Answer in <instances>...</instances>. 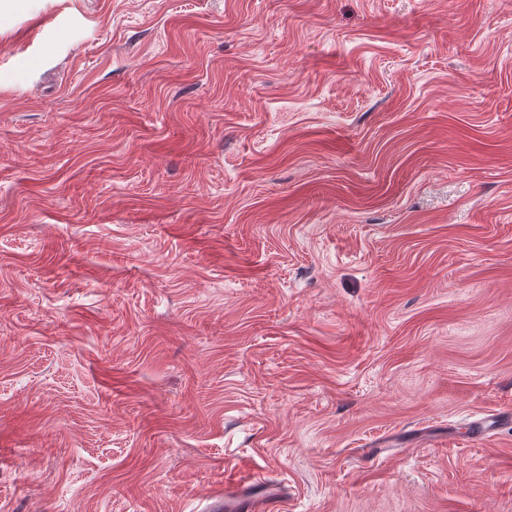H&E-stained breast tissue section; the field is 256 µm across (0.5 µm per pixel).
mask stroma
<instances>
[{
    "label": "stroma",
    "instance_id": "1",
    "mask_svg": "<svg viewBox=\"0 0 512 512\" xmlns=\"http://www.w3.org/2000/svg\"><path fill=\"white\" fill-rule=\"evenodd\" d=\"M234 465L512 512V0L0 18V512H208Z\"/></svg>",
    "mask_w": 512,
    "mask_h": 512
}]
</instances>
